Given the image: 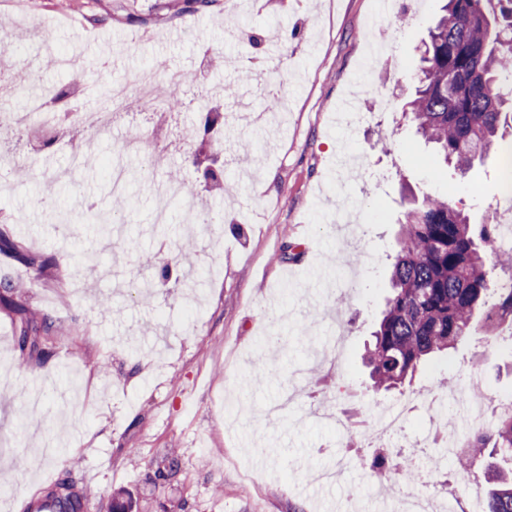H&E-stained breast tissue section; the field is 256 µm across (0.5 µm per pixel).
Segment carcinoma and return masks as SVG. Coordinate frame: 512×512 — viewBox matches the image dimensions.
<instances>
[{"mask_svg":"<svg viewBox=\"0 0 512 512\" xmlns=\"http://www.w3.org/2000/svg\"><path fill=\"white\" fill-rule=\"evenodd\" d=\"M215 0H169L172 10L202 12ZM512 75V0H446L429 31L416 73L409 117L462 173L495 148L496 135L512 109L501 81ZM168 109L182 106L179 89L156 95ZM492 224H471L447 196L424 195L405 216L397 241L388 298L366 362L376 390H391L428 357L471 335L479 309L487 323L512 320V292L493 293L484 247ZM475 451L456 456L453 472L473 476L486 450L512 462V415L500 417L475 438ZM491 485L485 512H512V479L486 468Z\"/></svg>","mask_w":512,"mask_h":512,"instance_id":"obj_1","label":"carcinoma"}]
</instances>
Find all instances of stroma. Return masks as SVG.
<instances>
[{
  "instance_id": "35a3bbf8",
  "label": "stroma",
  "mask_w": 512,
  "mask_h": 512,
  "mask_svg": "<svg viewBox=\"0 0 512 512\" xmlns=\"http://www.w3.org/2000/svg\"><path fill=\"white\" fill-rule=\"evenodd\" d=\"M0 0V29L15 36V65L36 73L11 102L23 108L43 87L72 83L58 60L80 56L89 78L79 108L97 107L125 70L163 84L173 69L216 64L206 87L190 88L181 135L202 128L205 110L224 105V138L195 143L223 150L224 189L203 169L165 152L152 170L124 153L125 126L94 137H62L41 155L28 132H0V156L30 169L21 185L0 184V512H22L49 478L83 485L89 512L113 496L135 512H375L381 495L400 498L402 474L370 465L376 441L336 431L330 413L415 398L413 416L393 433L408 460L431 455L425 434L433 385H470L479 401L512 393V342L484 343L485 312L448 354L401 391L374 394L363 355L390 293V263L407 194L451 197L471 223L490 222L500 187L497 161L467 173L446 165L402 112L414 93L420 48L442 0H392L382 25L396 67L363 76L366 26L375 0H217L204 13L173 15L165 0ZM259 32L265 72L256 75L240 37ZM357 97L376 121L348 137L359 169L336 167L333 137L342 99ZM281 110L265 125L251 114L270 99ZM126 191L112 193V168ZM197 186L208 224L187 223L171 201L155 218L159 186ZM116 218L103 246L87 204ZM70 212L71 223L57 219ZM186 257L180 266L171 259ZM30 321L38 347L20 351ZM281 333L282 349H261ZM341 371L316 360L335 334ZM347 457L341 480L316 472Z\"/></svg>"
}]
</instances>
